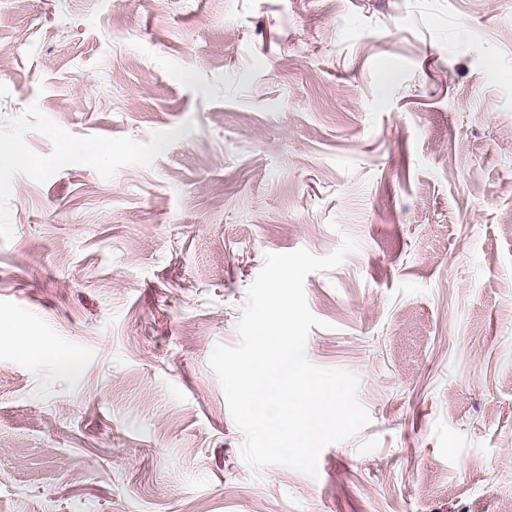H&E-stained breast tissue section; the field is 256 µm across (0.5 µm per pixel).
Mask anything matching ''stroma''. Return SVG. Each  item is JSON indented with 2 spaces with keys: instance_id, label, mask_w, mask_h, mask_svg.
Masks as SVG:
<instances>
[{
  "instance_id": "1",
  "label": "stroma",
  "mask_w": 512,
  "mask_h": 512,
  "mask_svg": "<svg viewBox=\"0 0 512 512\" xmlns=\"http://www.w3.org/2000/svg\"><path fill=\"white\" fill-rule=\"evenodd\" d=\"M0 139V512H512V0H0ZM347 236L369 422L252 472L209 357Z\"/></svg>"
}]
</instances>
